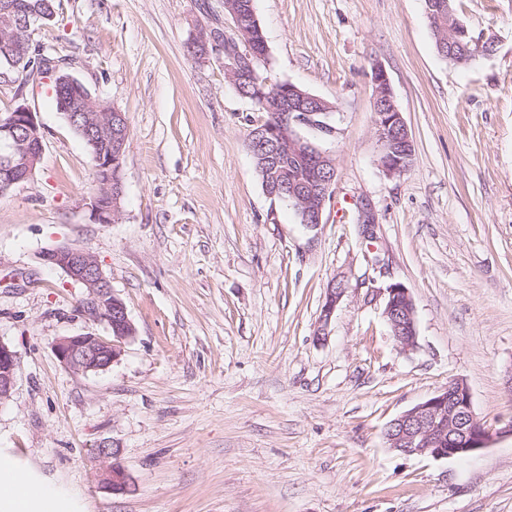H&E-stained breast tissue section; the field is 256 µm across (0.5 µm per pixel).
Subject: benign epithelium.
<instances>
[{
    "label": "benign epithelium",
    "mask_w": 512,
    "mask_h": 512,
    "mask_svg": "<svg viewBox=\"0 0 512 512\" xmlns=\"http://www.w3.org/2000/svg\"><path fill=\"white\" fill-rule=\"evenodd\" d=\"M231 32L214 27H202L191 49L195 55L214 53L224 56V70L229 80L259 79L251 56L240 49L241 33L237 18H232ZM19 27L25 39H31L32 23L13 14L9 8L0 11V40H9V29ZM49 68L59 88L77 89L79 95L65 108V118L91 147L95 162L97 191L86 202L94 221L110 224L121 209L124 195L122 167L129 139L125 115L104 104L78 79L60 68L59 61L42 64ZM373 104L378 128L380 166L389 177L401 175L408 169V152L413 146L402 112L395 104L390 80L385 68L375 64L371 71ZM260 95H270L280 105L273 120L265 123L254 139L252 150L265 147L267 137L290 146L299 144L297 128L311 127L332 133V127L317 121V117L332 110L323 98L311 94L291 82L273 83L266 79L259 88ZM0 139L6 144L0 154V194L28 181L34 174L42 151V133L36 113L19 105L11 112L0 114ZM335 177L323 176L319 170L303 184V196L311 222L319 224L327 201L333 195ZM39 259L62 270L75 284L83 288L80 312L93 323L107 326L109 335L87 331L58 338L54 353L66 368L87 373L104 370L121 355V343L135 338L136 330L123 300L118 297L105 276L97 258L90 252L71 246H59L41 252ZM384 316L392 327L404 328L394 338L404 349L415 346L417 338L415 306L407 288L393 284L386 288ZM345 292L344 285L331 284L322 308L321 323L327 326L336 305ZM17 352L0 340V405L14 392L19 370ZM389 448L407 455L427 454L434 458L470 456L488 447L490 431L474 414L468 385L455 381L438 394L417 404L393 419L385 429ZM119 449L107 441L94 448L98 462L100 484L113 492L129 488L130 475L118 461Z\"/></svg>",
    "instance_id": "benign-epithelium-1"
}]
</instances>
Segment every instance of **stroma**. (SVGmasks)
<instances>
[{"label":"stroma","instance_id":"stroma-1","mask_svg":"<svg viewBox=\"0 0 512 512\" xmlns=\"http://www.w3.org/2000/svg\"><path fill=\"white\" fill-rule=\"evenodd\" d=\"M224 0H56L44 46L129 139L114 222L85 202L94 162L56 106L52 75L0 66V113L28 106L43 133L33 177L0 197V341L20 358L0 406V455L66 512H512V0H454L495 52L441 59L425 0H255L261 71L329 101L321 224L269 197L248 148L266 113L222 57L189 46ZM387 71L411 134L401 176L379 163L371 68ZM371 204L376 222L358 224ZM91 252L136 328L108 369L76 373L58 337L93 328L83 290L39 261ZM344 281L325 333L326 291ZM408 289L417 343L384 317ZM464 381L492 440L461 458L403 455L391 420ZM107 441L131 476L96 479Z\"/></svg>","mask_w":512,"mask_h":512}]
</instances>
